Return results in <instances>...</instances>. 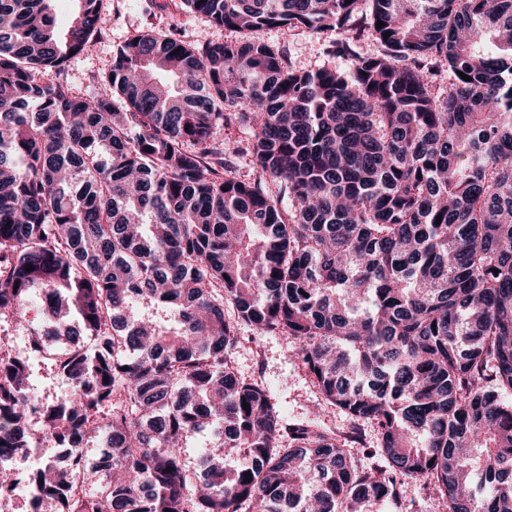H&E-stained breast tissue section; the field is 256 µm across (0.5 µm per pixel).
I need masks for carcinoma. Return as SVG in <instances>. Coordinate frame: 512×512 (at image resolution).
Wrapping results in <instances>:
<instances>
[{"instance_id":"carcinoma-1","label":"carcinoma","mask_w":512,"mask_h":512,"mask_svg":"<svg viewBox=\"0 0 512 512\" xmlns=\"http://www.w3.org/2000/svg\"><path fill=\"white\" fill-rule=\"evenodd\" d=\"M53 2L0 0V325L76 354L48 400L0 337V456L74 449L34 476L59 512H415L418 478L430 512H512V0H183L237 37L138 32L87 97L55 75L101 0L62 31ZM281 26L342 33L348 67L254 37ZM232 119L249 139L224 140ZM243 326L374 425L376 465L237 375ZM409 484L408 499L413 498L415 500L417 506L414 509L424 510L425 512L432 508L433 498L437 497L433 485L424 480L413 481Z\"/></svg>"}]
</instances>
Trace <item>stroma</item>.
I'll return each mask as SVG.
<instances>
[{
    "label": "stroma",
    "instance_id": "35a3bbf8",
    "mask_svg": "<svg viewBox=\"0 0 512 512\" xmlns=\"http://www.w3.org/2000/svg\"><path fill=\"white\" fill-rule=\"evenodd\" d=\"M105 23L86 53L72 58L61 72L60 81L76 93L93 96L106 93L105 74L112 63V52L132 34L146 30L162 31L174 39L193 45L227 39L228 32L208 19L181 9L180 0H102ZM258 38L282 48L291 64L303 70L325 65L343 67L345 61L330 56L327 47L334 33L313 34L303 28L263 29ZM237 374L262 382L286 419L309 418L345 439L360 463L376 464V431L371 424L356 423L343 413L321 410L316 389L300 362L291 356L285 337L262 335L250 328L239 332V344L232 356Z\"/></svg>",
    "mask_w": 512,
    "mask_h": 512
}]
</instances>
